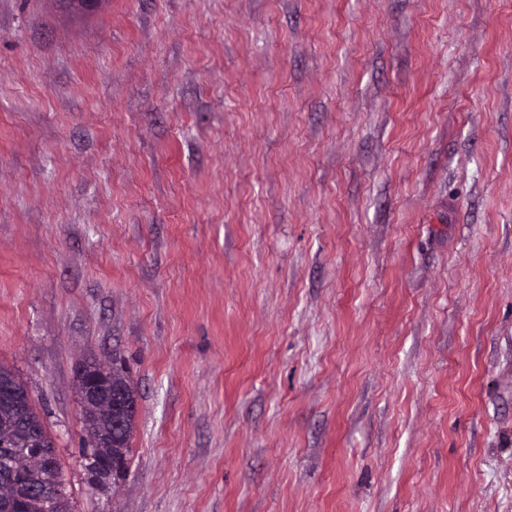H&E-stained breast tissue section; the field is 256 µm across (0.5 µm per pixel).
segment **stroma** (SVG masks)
I'll return each mask as SVG.
<instances>
[{
  "mask_svg": "<svg viewBox=\"0 0 512 512\" xmlns=\"http://www.w3.org/2000/svg\"><path fill=\"white\" fill-rule=\"evenodd\" d=\"M0 364L71 512H512V0H0ZM96 361H98L101 365L112 364V369L94 363H88L83 367L81 371V375L84 381V388L79 396V401L81 415L84 422V435L88 449L87 455L92 461H94L95 463L102 467L93 468L88 466L86 467V469L88 473V480L92 486H95L96 488L100 489L112 488L113 493L115 492L116 488L121 484L129 469V463L131 460L132 453L131 439L135 429V417L137 412L134 409H130V412H128L126 415L124 426L122 417L117 419L114 423L116 433L114 436L112 434V442L114 438L118 448L121 449L122 457H124L125 459L124 473L121 456H114L112 458L111 454V456L104 457L98 453V448H100L99 446L102 445V440L100 439V437H97V435L94 432L88 411L92 402L100 394L109 393L112 395V398L114 399L115 408L117 409L118 414L122 413V411L126 407L124 394H126L128 403L133 407L138 402V392L134 385L132 384L126 371V368L123 366L121 360L117 359V357L112 358V363H109L108 361H103L101 359ZM115 362H117L120 367L114 364ZM112 370H114L117 373V375L122 376V378L126 380L124 385L125 392L120 388H112ZM103 467L108 468L113 475L124 474V476L121 478L122 480L120 479V481L116 479L115 476H111L110 473ZM7 385L13 391V396L2 401L1 384ZM20 404L23 415L26 419L25 430L29 433H36L43 439L47 448H32L34 452L46 457V466L41 479L35 484H26L23 486V494H40L52 500L62 498L61 486L55 477V464L53 461L54 452L51 449L52 440L48 433L42 416L36 411L34 405L27 399L25 384L15 374L12 369L6 366H0V418H10L15 414L14 403Z\"/></svg>",
  "mask_w": 512,
  "mask_h": 512,
  "instance_id": "stroma-1",
  "label": "stroma"
}]
</instances>
